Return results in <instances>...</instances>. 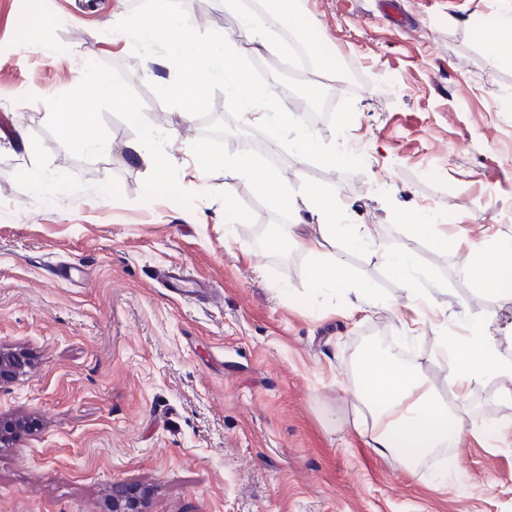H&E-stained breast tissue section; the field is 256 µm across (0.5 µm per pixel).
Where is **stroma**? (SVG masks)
I'll use <instances>...</instances> for the list:
<instances>
[{"instance_id": "obj_1", "label": "stroma", "mask_w": 512, "mask_h": 512, "mask_svg": "<svg viewBox=\"0 0 512 512\" xmlns=\"http://www.w3.org/2000/svg\"><path fill=\"white\" fill-rule=\"evenodd\" d=\"M505 2L307 0L336 54L328 75L243 42L224 0H185L196 28L265 70L324 89L329 105L352 100L339 139L357 172L303 160L242 120L225 144L256 141L260 168L295 189L336 186L346 223L379 225L380 248L343 254L376 291L353 313L350 289L316 286L309 254L257 242L256 228L292 223L288 210L245 178L193 183L186 147L205 124L155 96L175 70L114 30L136 0H0V347L32 358L0 385V414L37 422L0 447V512H106L113 489L144 486L146 512H512V401L499 381L458 403L459 445L410 472L356 434L370 413L349 390L378 344L456 403L435 334L486 316L512 325V298L474 290L458 240L464 230L488 246L512 230V62L481 43ZM89 73L149 113L170 159L163 180L120 158L141 130L112 101L86 105L98 147L60 132L55 115ZM35 173L50 194L33 192ZM420 211L437 233L393 220ZM391 244L415 256L418 287L439 286L441 316L407 309ZM162 270L213 292L177 293Z\"/></svg>"}]
</instances>
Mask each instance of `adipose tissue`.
Segmentation results:
<instances>
[{
  "label": "adipose tissue",
  "mask_w": 512,
  "mask_h": 512,
  "mask_svg": "<svg viewBox=\"0 0 512 512\" xmlns=\"http://www.w3.org/2000/svg\"><path fill=\"white\" fill-rule=\"evenodd\" d=\"M274 23L293 30L303 39L311 34L297 0H266L264 13H243L241 29L250 41L267 47L271 44L269 27ZM86 82L93 86L96 95L125 107L130 120L140 127V139L124 147L126 158L154 174H162L168 160L152 147L157 129L146 113L130 106L117 84L95 75L88 76ZM85 101L83 91H76L77 111L62 112L56 117L59 129L77 147L93 146L99 141L90 113L83 110ZM224 172L249 178L256 192L276 207L297 216L307 215L311 233L301 236L298 225L288 224L282 230V240L314 257L313 275L323 284L350 285L351 274L341 260L345 244L374 246L378 230L373 224L337 223L336 187L310 185L291 190L274 172L257 169L252 149L245 143L225 160ZM465 246L466 263L476 291L512 297V232L499 236L488 250L470 240ZM384 258L404 284L408 304L432 303L431 289L416 285L418 267L412 253L394 246L385 250ZM436 341L449 356L448 388L456 398L466 399L475 385L496 377L502 381V397L512 401V359L499 354L489 323L472 326L462 336H437ZM354 392L372 406L368 447L404 469H411L415 461L433 449L459 443L463 437L456 410L436 402L430 387L414 369L402 366L381 351L371 350L364 355Z\"/></svg>",
  "instance_id": "1"
}]
</instances>
